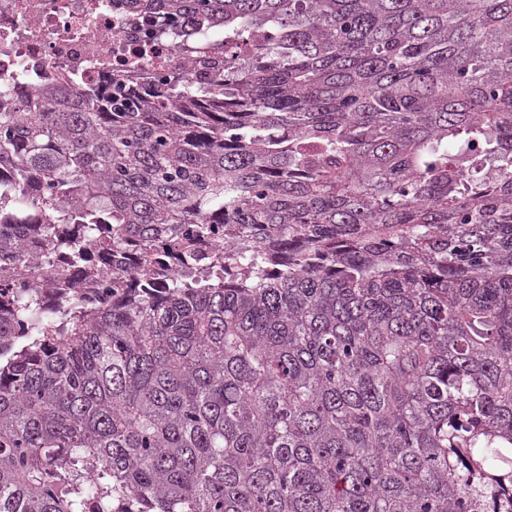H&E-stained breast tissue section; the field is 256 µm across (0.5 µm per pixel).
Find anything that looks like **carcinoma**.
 <instances>
[{"mask_svg": "<svg viewBox=\"0 0 512 512\" xmlns=\"http://www.w3.org/2000/svg\"><path fill=\"white\" fill-rule=\"evenodd\" d=\"M135 2L224 79L0 112V512H512V0ZM103 278L94 279L91 281H84L77 285L62 283L59 285L54 284L53 288H68L64 291L65 296L76 295L82 298L102 297L101 293L104 291Z\"/></svg>", "mask_w": 512, "mask_h": 512, "instance_id": "cac0c4a2", "label": "carcinoma"}]
</instances>
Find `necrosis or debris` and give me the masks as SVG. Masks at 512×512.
Listing matches in <instances>:
<instances>
[{"label":"necrosis or debris","mask_w":512,"mask_h":512,"mask_svg":"<svg viewBox=\"0 0 512 512\" xmlns=\"http://www.w3.org/2000/svg\"><path fill=\"white\" fill-rule=\"evenodd\" d=\"M205 48L223 51L224 40L130 0H0V105L22 110L25 93L57 85L149 99L170 74L208 80L191 68Z\"/></svg>","instance_id":"1"}]
</instances>
